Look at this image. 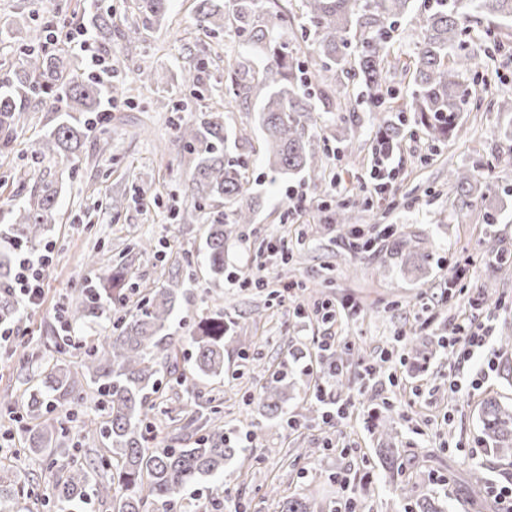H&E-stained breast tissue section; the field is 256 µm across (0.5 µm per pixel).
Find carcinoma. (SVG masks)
Instances as JSON below:
<instances>
[{"instance_id":"carcinoma-1","label":"carcinoma","mask_w":512,"mask_h":512,"mask_svg":"<svg viewBox=\"0 0 512 512\" xmlns=\"http://www.w3.org/2000/svg\"><path fill=\"white\" fill-rule=\"evenodd\" d=\"M278 0H199L198 24L211 33L224 30L244 38L248 52L229 59L224 78L233 100L243 104L257 101L259 127L271 172L294 176L321 167L307 149L309 122L313 112L347 111V85L342 78L357 77L362 85L361 104L367 112H392L375 141L379 149L391 152L401 140L408 120L421 125L434 139L444 140L461 127V115L473 106V92L486 85L480 70L478 50L471 37L474 27H483L485 40L499 50L512 47L509 34L498 30V22L512 19V0H429L431 5L412 14L413 0H301L306 31L317 44V59L311 68L292 63V49L283 39L280 21L284 10L264 11V2ZM166 0H136L143 21L156 23L163 17ZM95 33L103 44L112 43L115 16H94ZM420 37L408 59L391 54L398 31ZM53 34L47 21L30 28V49L23 66L13 73H0V150L7 149L18 134L22 114L31 100L39 99L47 111H56L64 101L68 111L57 121L38 153L51 152L67 158L78 157L87 139L92 120L103 111L104 82L71 67V55L57 45L44 49ZM206 63L191 60L180 70L182 84L198 88ZM410 76L408 104H397L395 86L389 76ZM224 99L213 103L195 124L173 118V124L191 157L193 171L185 187L190 208L183 217L200 216L214 202L232 207L237 224L253 223V209L243 203L248 191L246 162L230 155L224 133ZM412 118H406V113ZM448 189L463 206L474 200L485 204L487 222L495 213L487 203L489 185L477 168L448 173ZM58 197L51 182L42 184L34 200L12 211L9 229L15 245L40 242ZM224 219L207 225L204 250L209 273L224 279ZM494 269L512 267V252L497 243L487 247ZM10 259L0 258V322L16 313L14 297L6 288L14 281ZM180 269L171 267L166 284L150 290L132 309L124 306L136 286L124 269H113L99 278L96 292L88 294L66 312L69 329L80 331L95 321L109 303L123 314L113 322L108 334L90 345L75 362L56 358L48 363L44 389L30 392L26 416L32 425H23L28 447L21 453H36L45 469L55 466L52 440L64 433L61 421L52 416L57 407L77 403L93 387L98 414L82 421L83 445L94 448L96 441L107 443L90 457L82 449L71 453L65 468L53 473L52 497L55 512H80L88 496L94 494L112 503V512H174L182 491L201 480L214 482L213 490L224 495V464L244 452L224 439L218 429L200 437L190 448L147 446L146 432L152 427L162 367L177 359L179 344L168 333L180 299ZM230 330L224 311L202 317L187 337L194 350L192 372L179 373L175 382L182 388L189 415L197 413L199 391L196 379L224 374V338ZM258 398L267 416L280 417L288 402V380L278 375L262 388ZM484 442L501 456L512 455V406L495 397L480 406ZM392 481L402 475L396 464L398 449L381 448ZM468 496L480 507L488 506L489 487L480 469L468 478ZM280 512H314L307 496L286 497Z\"/></svg>"}]
</instances>
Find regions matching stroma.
Wrapping results in <instances>:
<instances>
[{"label":"stroma","mask_w":512,"mask_h":512,"mask_svg":"<svg viewBox=\"0 0 512 512\" xmlns=\"http://www.w3.org/2000/svg\"><path fill=\"white\" fill-rule=\"evenodd\" d=\"M111 11L136 20L133 0H0V69L19 67L26 46V31L35 20L58 15L92 23L94 11ZM197 0H166L160 23L141 30L135 42L113 34L108 46L95 52L112 65L113 81L125 84L126 97L111 101L104 130L112 138L110 154L98 155L95 136H88L75 171H68L60 156L38 155L37 149L54 124V113L32 103L23 129L8 151L0 152V227L10 221L17 204L36 195L42 182L55 181L59 195L53 219L42 238L51 245L53 262L46 274L39 307H21L12 322L15 342L0 346V397L24 402L42 364L57 352L76 360L80 350L60 349L63 332L55 313L75 300L87 282L97 281L115 265L147 293L161 285L176 263L190 267L184 280L180 309L171 330L185 338L190 325L207 307L220 304L232 321L224 344V376L200 381L204 400L220 405L218 419H199L179 430L164 415H157L159 439L174 448H187L202 435L222 428L239 439L242 454L224 468L229 492L214 504L212 484L189 485L177 512H279L281 496L306 494L316 512H335L342 494H349L359 512H404L398 484L392 483L377 454L395 448L409 476L415 496L444 499L447 512H474L467 503L464 483L472 467L482 466L489 484L512 477V465L497 461L481 437L479 409L490 395L512 398V345L501 342L512 334V269L492 271L486 262V241L498 239L512 249V156L503 153L500 136L512 126V113L499 112L491 100L512 84V55L485 56L488 75L481 89L478 110L465 113L458 134L445 141L409 125L392 154L397 169L388 198L377 195L369 173L377 157L374 136L383 115L360 110V87L348 85L355 114L325 112L309 131L308 148L324 162L326 179L304 175L287 182L268 170L256 121L257 104L233 106L224 115L232 140V154L248 164L249 194L259 200L253 223H235L225 213L226 273L222 283L207 274L203 255L206 226L203 220L172 219L189 201L183 185L192 167L177 132L169 122L172 110L195 122L211 106L209 98L178 86L177 68L196 56L211 55L209 82L224 78V57L244 50L234 33L205 35L197 26ZM149 66L155 83L140 89L137 69ZM355 119L361 135L338 142L346 121ZM482 164V173L502 187L496 221L484 224L481 206L460 208L448 190V172ZM306 193L304 211H289V191ZM368 198L356 225L339 223L337 211L350 197ZM394 227L411 251L429 256L425 273L408 272L391 240H381L366 253L352 252L346 244L352 228L375 232ZM152 239L154 252L144 254L140 239ZM287 241L293 262L255 257L269 241ZM96 265H88L89 253ZM472 256L459 293L449 295L448 282L457 260ZM261 276V288H241L235 278ZM303 283V292L278 298L281 281ZM489 295L484 307L472 310L468 289ZM324 299L355 305L353 320L327 324L309 315L295 317L306 304L309 290ZM474 313L490 327L488 349L465 366H457L447 335L453 317ZM405 333L412 348L405 363H382L398 333ZM336 339V357L346 372L341 384L331 385V400L347 405L348 416L327 424L328 403L314 396L322 383L317 339ZM287 367L294 385L287 419H269L258 407V393L272 379L273 370ZM457 373L460 391L448 389V376ZM450 421H443V413ZM310 448L288 464L273 456L276 448ZM16 475L20 512H46L40 496L45 491L44 469L21 459L0 463ZM348 478V492L337 481Z\"/></svg>","instance_id":"35a3bbf8"}]
</instances>
